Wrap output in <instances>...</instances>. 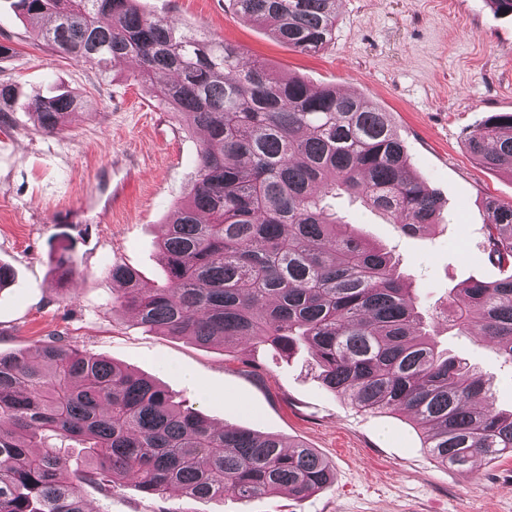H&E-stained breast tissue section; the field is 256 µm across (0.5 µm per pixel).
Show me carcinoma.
<instances>
[{"label":"carcinoma","mask_w":512,"mask_h":512,"mask_svg":"<svg viewBox=\"0 0 512 512\" xmlns=\"http://www.w3.org/2000/svg\"><path fill=\"white\" fill-rule=\"evenodd\" d=\"M289 49L331 43L338 0H230ZM37 38L106 71L138 63L135 80L204 132L192 187L159 242L165 282L148 287L126 265L112 308L199 345L241 342L289 356L306 346L332 393L370 414L405 413L439 467L512 456V410L463 360L438 351L391 254L354 232L329 200L347 194L406 234L437 221L441 198L411 170L390 113L354 94L280 77L241 48L144 14L138 0H18ZM171 80L154 85L157 74ZM16 105L0 82V122ZM83 113L71 92L35 112L60 133ZM478 165L512 176V113L470 132ZM489 257L505 278L456 288L441 312L459 335L478 330L512 364V205L484 204ZM83 445L82 466L66 448ZM128 481L163 497L228 494L243 501L286 490L303 500L334 484L314 449L246 428L213 427L154 381L56 336L0 354V512H86L78 485Z\"/></svg>","instance_id":"obj_1"}]
</instances>
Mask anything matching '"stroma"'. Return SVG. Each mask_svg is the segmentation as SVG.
<instances>
[{
  "label": "stroma",
  "mask_w": 512,
  "mask_h": 512,
  "mask_svg": "<svg viewBox=\"0 0 512 512\" xmlns=\"http://www.w3.org/2000/svg\"><path fill=\"white\" fill-rule=\"evenodd\" d=\"M205 38L239 46L281 76L361 95L391 112L414 172L443 202L438 223L407 235L385 215L341 196L336 209L359 234L391 251L423 299L440 349L462 357L512 408V367L476 336L452 335L439 313L450 289L503 277L484 243L485 199L512 204V176L478 166L465 139L496 112H512V15L490 0H340L335 35L310 57L235 13L229 0H139ZM0 80L18 105L0 122V353L30 352L60 334L87 354L158 380L216 426L250 428L314 448L334 486L297 500L288 492L248 502L171 494L155 499L119 482L110 494L84 485L87 512H512V456L469 471L440 468L409 417L352 408L327 391L308 350L282 357L265 348L231 357L138 324L113 310L117 264L163 282L158 240L194 178L202 136L136 83L134 62L106 73L48 49L15 0H0ZM86 113L46 134L34 106L61 91ZM76 209L65 222L57 211ZM77 272L62 278L68 264Z\"/></svg>",
  "instance_id": "obj_1"
}]
</instances>
